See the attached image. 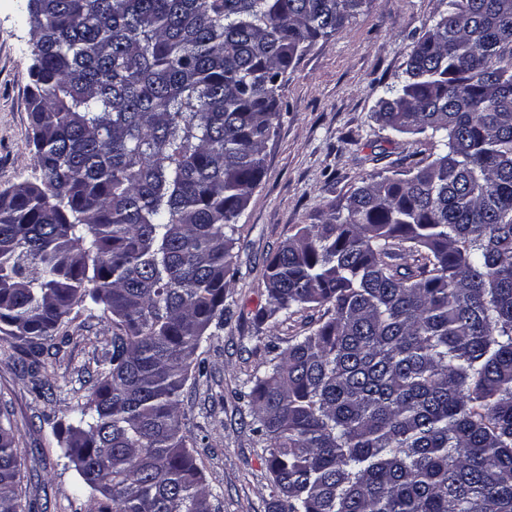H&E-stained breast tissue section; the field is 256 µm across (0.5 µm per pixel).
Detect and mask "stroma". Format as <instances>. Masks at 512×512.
Returning a JSON list of instances; mask_svg holds the SVG:
<instances>
[{"instance_id": "1", "label": "stroma", "mask_w": 512, "mask_h": 512, "mask_svg": "<svg viewBox=\"0 0 512 512\" xmlns=\"http://www.w3.org/2000/svg\"><path fill=\"white\" fill-rule=\"evenodd\" d=\"M24 6V0H0V190L31 177L34 168ZM447 11L448 0H368L288 73L262 181L239 219L224 327L202 345L204 376L180 396L182 422L221 512H272L265 456L244 423L247 406L238 391L264 372L272 349H286L302 324L323 314L311 307L298 322L259 326L267 261L288 235L343 206L370 175L402 172L406 156L430 154L423 136L383 129L377 112L387 86L402 80L414 41ZM111 334V315L100 304L73 311L54 347L37 358L26 341L0 334V412L18 437L21 492L30 512L100 510V497L80 490L57 432L74 423L104 373Z\"/></svg>"}]
</instances>
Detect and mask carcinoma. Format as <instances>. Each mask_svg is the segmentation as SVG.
Masks as SVG:
<instances>
[{
	"mask_svg": "<svg viewBox=\"0 0 512 512\" xmlns=\"http://www.w3.org/2000/svg\"><path fill=\"white\" fill-rule=\"evenodd\" d=\"M367 0H25L34 180L0 190V333L90 300L109 367L61 441L101 512H217L178 418L224 327L234 235L288 69ZM377 121L435 158L288 236L244 383L273 512H512V0H448ZM91 282L94 288H86ZM0 420V512H24Z\"/></svg>",
	"mask_w": 512,
	"mask_h": 512,
	"instance_id": "carcinoma-1",
	"label": "carcinoma"
}]
</instances>
